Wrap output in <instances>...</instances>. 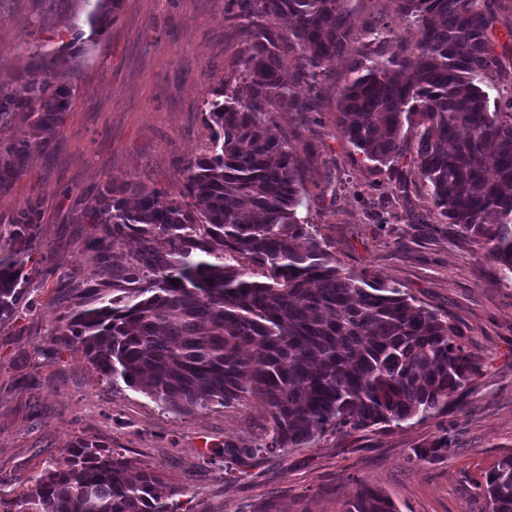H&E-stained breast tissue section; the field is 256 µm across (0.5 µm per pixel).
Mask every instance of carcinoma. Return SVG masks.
Listing matches in <instances>:
<instances>
[{
	"label": "carcinoma",
	"instance_id": "cac0c4a2",
	"mask_svg": "<svg viewBox=\"0 0 512 512\" xmlns=\"http://www.w3.org/2000/svg\"><path fill=\"white\" fill-rule=\"evenodd\" d=\"M253 28L242 58L246 92L222 85L203 101L208 146L189 160L179 198L107 182L83 223L98 272L71 289L59 331L102 379L138 389L188 414L251 397L268 410L265 449L303 447L326 432L423 421L447 411L481 373L448 315L387 283L345 272L315 225L299 216L303 160L274 113L297 105L281 68L288 27L313 82L353 50L350 0H233ZM417 31L386 57L355 60L342 90L340 131L382 166L410 157L440 214L479 243L512 279V97L490 90L512 66L489 32L503 0H398ZM119 0H96L86 29L56 48L35 39L31 67L0 84V131L24 117L31 136L0 148V189L46 151L74 95L69 75L111 22ZM414 130V141L403 132ZM493 213L497 223H485ZM40 205L0 224V323L24 298L39 240ZM137 247L118 254L119 242ZM263 269L255 280L242 264ZM177 283H172V280ZM448 451L441 436L413 450L425 461ZM492 512H512V455L486 476ZM24 512H179L162 481L94 441L75 440L37 480ZM345 512H397L362 488Z\"/></svg>",
	"mask_w": 512,
	"mask_h": 512
}]
</instances>
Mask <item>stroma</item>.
<instances>
[{"instance_id":"35a3bbf8","label":"stroma","mask_w":512,"mask_h":512,"mask_svg":"<svg viewBox=\"0 0 512 512\" xmlns=\"http://www.w3.org/2000/svg\"><path fill=\"white\" fill-rule=\"evenodd\" d=\"M91 0H0V83L25 77L43 30L71 40ZM355 42L318 85L298 46L282 63L301 104L275 113L305 161L301 216L316 224L342 269L401 288L446 313L482 370L447 413L421 422L325 433L303 448L264 450L268 412L251 399L190 414L105 382L57 339L71 289L96 274L94 225L80 223L108 180L177 192L183 169L209 142V93L241 86L252 30L231 0H119L115 19L81 60L76 92L51 152L0 191V224L27 201L44 220L35 274L17 317L0 323V512H22L36 478L76 439L99 441L131 467L155 472L181 512H344L362 487L398 512H490L485 475L512 454V283L484 245L451 232L409 159L392 170L355 153L338 126L340 93L366 28L394 30L385 54L413 41L398 0H350ZM429 461L413 450L439 436Z\"/></svg>"}]
</instances>
